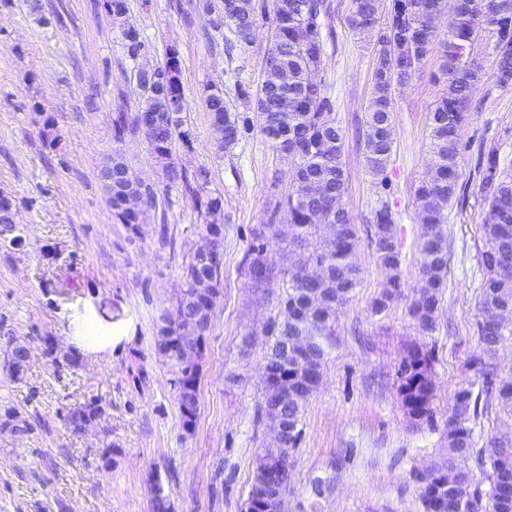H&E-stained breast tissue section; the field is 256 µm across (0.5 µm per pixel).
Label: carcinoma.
Returning a JSON list of instances; mask_svg holds the SVG:
<instances>
[{
    "label": "carcinoma",
    "instance_id": "1",
    "mask_svg": "<svg viewBox=\"0 0 512 512\" xmlns=\"http://www.w3.org/2000/svg\"><path fill=\"white\" fill-rule=\"evenodd\" d=\"M230 10L210 19L221 29L229 25L238 42L251 43L250 33L258 21L272 17L264 56L263 76L255 94L243 93L250 109L257 114L261 134L276 151H287L295 159L289 170V190L283 209L285 224H266L254 233L253 241L240 265L241 274L253 287L280 289L277 313L265 324L269 338L263 356L267 371L265 388L258 401L255 418L261 423L277 416L288 422L292 445L280 452L267 448L253 469L245 512L266 493V470L272 461L279 465L282 493L292 482L288 458L302 436V417L316 388L313 373L323 367L332 348L339 310L346 305L360 284L356 261L359 237L354 219L346 206L348 177L344 163L343 129L332 117V102L324 84L311 77L319 75L324 51L323 28L330 16L327 0H224ZM444 9V0H392L390 17L381 19V0H351L346 22L349 29L373 43L375 66L371 97L365 114L364 147L373 175L387 181V168L394 152L393 86L411 79L429 52L436 37L431 26L434 16ZM493 39L495 77L498 86L512 87V0H462L451 15L443 41L441 71L444 90L431 116L430 151L435 163L417 191L422 217L419 246V286L410 312L419 332L436 330V312L448 283V209L453 203L465 205L469 182H460V161L466 145L462 131L468 120L470 94L479 81L481 65L473 56L474 45L484 36ZM131 57L143 47L134 28L122 31ZM140 106L134 116L118 112L112 117V137L117 142L139 133L162 163L164 190L181 186L193 194V207L206 220V234L219 246L210 259L193 252L183 266L184 287L171 310L162 318L155 336L158 352L175 361L174 388L183 428L194 426L199 407V367L212 326L213 311L224 278V209L219 196L200 192L208 180L204 169L189 171L171 161L175 141L189 139L185 129L188 103L180 78L179 54L166 49L164 63H148L136 70ZM205 100L212 129L224 149L239 140L238 113L224 100V91L215 85L206 89ZM289 115L288 124L280 114ZM112 172V183H104L108 203L123 224L143 223L148 212L157 209L159 191L142 184L133 174L121 152L116 151L103 165ZM478 194L483 208L480 224L482 248L479 267L483 283L477 301L482 318L476 322V335L484 356L468 362V368L482 377L480 392L473 385L463 386L454 395L445 419L446 459L413 472L421 490L422 503L429 512H512V437H492L476 447L469 423L497 400L512 411V374L502 376L492 362L497 347L512 336V175L499 166L497 149H480L475 167ZM319 191L311 194L310 183ZM140 195L144 208L132 210L128 200ZM12 198L0 197V245L19 247L23 237L17 225L3 220ZM324 222L313 221V215ZM370 234L375 262L387 273V282L373 298L376 314L387 311L402 296L401 252L395 219L389 206L377 209ZM288 245L293 261L277 278L267 255L265 230ZM311 266L321 267L324 276L313 286L305 276ZM194 336L190 351L182 353L183 337ZM286 336H306L305 356L277 359ZM433 349L424 344L411 346L398 369L399 394L403 406L415 419L431 416L435 387L431 376ZM101 413L96 403L71 409L69 426L86 428ZM481 470L489 484L484 490L474 482L470 464Z\"/></svg>",
    "mask_w": 512,
    "mask_h": 512
}]
</instances>
